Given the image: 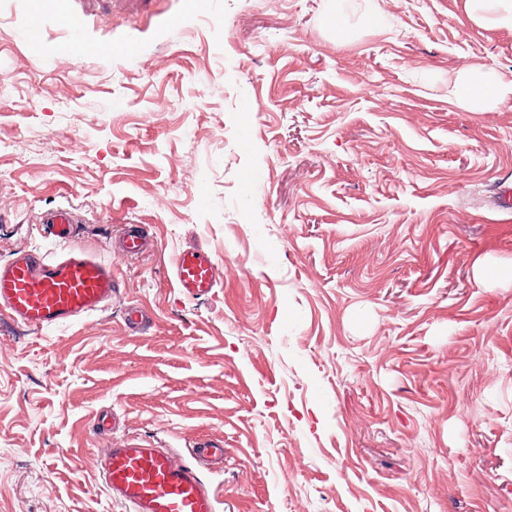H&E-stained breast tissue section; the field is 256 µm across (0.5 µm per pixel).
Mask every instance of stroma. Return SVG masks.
<instances>
[{
  "label": "stroma",
  "mask_w": 512,
  "mask_h": 512,
  "mask_svg": "<svg viewBox=\"0 0 512 512\" xmlns=\"http://www.w3.org/2000/svg\"><path fill=\"white\" fill-rule=\"evenodd\" d=\"M10 2L0 263L66 207L120 295L0 317V512H125L92 459L142 438L223 441L217 512H512V99L452 93L512 87L486 0ZM171 272L176 288L192 297L208 295L219 279L215 262L206 251L198 248L178 252L171 263Z\"/></svg>",
  "instance_id": "1"
}]
</instances>
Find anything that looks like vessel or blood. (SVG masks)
<instances>
[{"mask_svg": "<svg viewBox=\"0 0 512 512\" xmlns=\"http://www.w3.org/2000/svg\"><path fill=\"white\" fill-rule=\"evenodd\" d=\"M47 222L59 252L23 249L0 264V316L36 329L103 310L120 292L109 263L71 244V211H56ZM171 272L176 288L192 297L208 295L219 279L215 262L198 248L178 252ZM191 457V462H179L169 449L143 442L106 449L96 466L113 500L127 512H216L215 497L198 466L205 461L223 463L224 447L202 441Z\"/></svg>", "mask_w": 512, "mask_h": 512, "instance_id": "obj_1", "label": "vessel or blood"}]
</instances>
